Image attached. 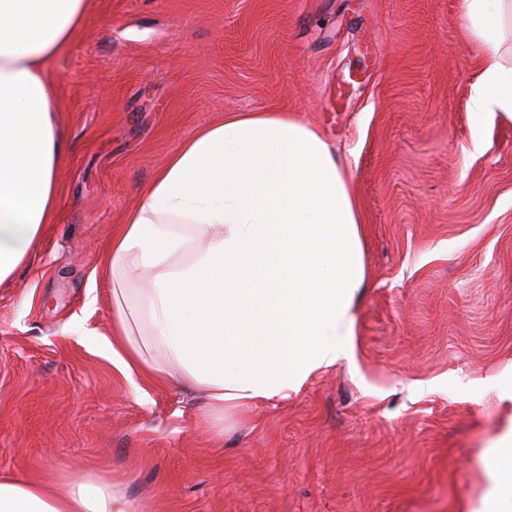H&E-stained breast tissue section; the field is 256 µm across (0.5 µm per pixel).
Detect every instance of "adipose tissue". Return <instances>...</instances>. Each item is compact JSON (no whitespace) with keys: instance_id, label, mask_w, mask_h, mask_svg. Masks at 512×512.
Returning a JSON list of instances; mask_svg holds the SVG:
<instances>
[{"instance_id":"obj_1","label":"adipose tissue","mask_w":512,"mask_h":512,"mask_svg":"<svg viewBox=\"0 0 512 512\" xmlns=\"http://www.w3.org/2000/svg\"><path fill=\"white\" fill-rule=\"evenodd\" d=\"M89 0H0V283L32 254L69 150L50 66ZM479 73L474 122L512 118V0H460ZM351 181L294 113L231 112L182 143L112 231V328L123 374L201 391L197 420L285 399L350 352L365 285ZM486 512H512V443L492 457ZM0 512H139L100 478L0 475Z\"/></svg>"}]
</instances>
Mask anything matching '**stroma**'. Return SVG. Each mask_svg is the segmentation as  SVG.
Returning a JSON list of instances; mask_svg holds the SVG:
<instances>
[{
    "mask_svg": "<svg viewBox=\"0 0 512 512\" xmlns=\"http://www.w3.org/2000/svg\"><path fill=\"white\" fill-rule=\"evenodd\" d=\"M466 26L459 0H89L51 66L57 209L0 284V474L141 512H482L512 438V119L471 120ZM255 111L330 144L367 286L350 358L218 433L113 364L102 259L174 150Z\"/></svg>",
    "mask_w": 512,
    "mask_h": 512,
    "instance_id": "1",
    "label": "stroma"
}]
</instances>
